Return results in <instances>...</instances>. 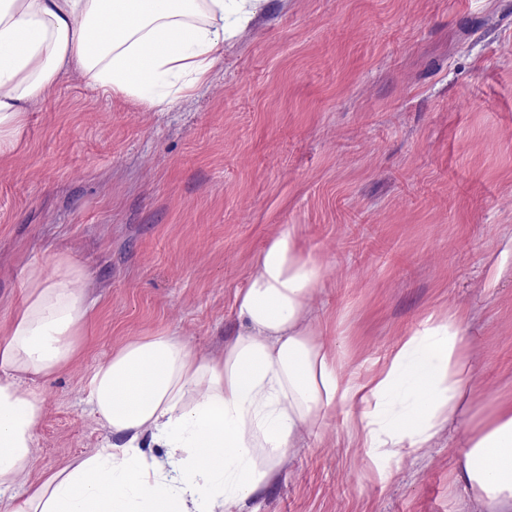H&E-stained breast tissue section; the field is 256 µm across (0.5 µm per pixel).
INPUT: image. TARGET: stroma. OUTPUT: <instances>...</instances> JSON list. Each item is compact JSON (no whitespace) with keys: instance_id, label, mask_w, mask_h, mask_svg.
<instances>
[{"instance_id":"stroma-1","label":"stroma","mask_w":512,"mask_h":512,"mask_svg":"<svg viewBox=\"0 0 512 512\" xmlns=\"http://www.w3.org/2000/svg\"><path fill=\"white\" fill-rule=\"evenodd\" d=\"M326 268L312 311L344 379L434 311L479 362L463 429L371 460L344 407L253 512H472L467 431L512 401V0H261L192 96L165 111L77 72L0 155V329L29 264L66 255L96 304L43 401L28 483L92 454L93 371L162 331L201 355L283 225Z\"/></svg>"}]
</instances>
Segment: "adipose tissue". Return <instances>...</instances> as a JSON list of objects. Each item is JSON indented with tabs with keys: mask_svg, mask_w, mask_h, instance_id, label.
Segmentation results:
<instances>
[{
	"mask_svg": "<svg viewBox=\"0 0 512 512\" xmlns=\"http://www.w3.org/2000/svg\"><path fill=\"white\" fill-rule=\"evenodd\" d=\"M258 0H0V150L30 106L75 70L89 85L165 109L190 96ZM30 267L0 336V500L6 512H243L290 453L346 405L349 433L400 461L458 423L476 363L455 312L429 313L368 379L342 381L310 301L324 269L287 224L236 294L223 353L169 332L127 341L93 372L90 416L112 436L37 485L25 475L43 412L38 379L66 367L94 307L82 269ZM462 478L480 512H512V404L469 435Z\"/></svg>",
	"mask_w": 512,
	"mask_h": 512,
	"instance_id": "1",
	"label": "adipose tissue"
}]
</instances>
